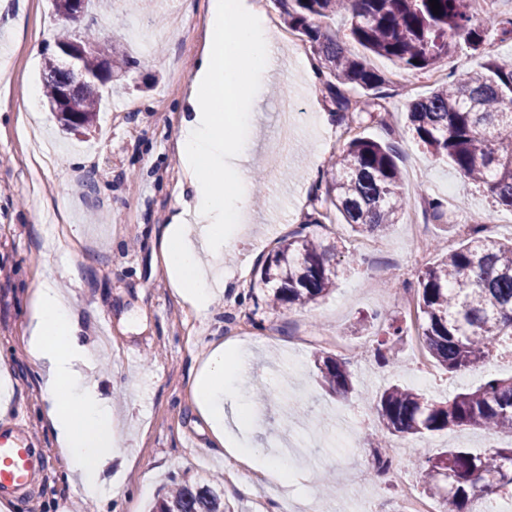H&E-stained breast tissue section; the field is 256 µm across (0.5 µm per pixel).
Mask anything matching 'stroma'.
<instances>
[{
    "instance_id": "stroma-1",
    "label": "stroma",
    "mask_w": 512,
    "mask_h": 512,
    "mask_svg": "<svg viewBox=\"0 0 512 512\" xmlns=\"http://www.w3.org/2000/svg\"><path fill=\"white\" fill-rule=\"evenodd\" d=\"M208 0H113L91 5L83 18L102 37L139 59L121 78L101 86L97 128L66 133L48 106L25 109L31 87L55 51L63 18L49 0H0V416L20 411L22 423L47 456L30 498L5 512H148L170 481L214 476L224 485L232 512H368L391 508L399 490L373 478L379 423L374 403L390 384L445 400L492 377L512 376V349L501 346L487 366L448 374L431 364L427 384L417 362L427 359L419 336L423 321L403 297L437 258L433 243L455 247L466 224L493 215L490 233L512 238V208L499 205L457 171L432 156L406 127L412 97L436 86L431 73L400 72L368 56L389 78H403L412 95L388 89L382 110L336 122L322 81L305 68L314 52L302 42L271 75L251 112L254 163L264 172L261 199L248 228L225 251L222 276L208 310H197L174 288L159 250L161 232L174 215L194 205L184 177L176 134L186 106L195 61L207 35ZM291 102L280 128L282 102ZM396 146L408 206L399 224L376 238L356 233L341 217L317 232L336 246L340 270L331 293L285 313L255 309L248 293L259 263L279 238L298 228L312 206L310 190L335 153L354 137ZM455 196L450 223L429 218L425 201ZM375 240L376 250L357 244ZM52 281L75 302L81 343L96 355L88 384L112 404L116 452L101 474L97 499L70 484L67 463L45 421L49 395L24 342L32 291ZM398 315L403 334L391 345L388 364L375 358L383 334L375 312ZM250 352L245 382L228 385L227 397L256 409L257 431L247 447L267 456L285 432L305 428L319 435L305 458L289 463L286 485L229 475L230 456L216 447L193 396V382L213 345ZM323 350L346 359L354 389L331 394L314 362ZM280 394L263 405V393ZM512 443V436L480 429L391 438V469L402 470L419 495L427 490L420 464L445 448L484 453Z\"/></svg>"
}]
</instances>
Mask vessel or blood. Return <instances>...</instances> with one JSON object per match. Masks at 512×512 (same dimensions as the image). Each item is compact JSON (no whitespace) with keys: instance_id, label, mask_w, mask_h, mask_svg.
Returning <instances> with one entry per match:
<instances>
[{"instance_id":"vessel-or-blood-1","label":"vessel or blood","mask_w":512,"mask_h":512,"mask_svg":"<svg viewBox=\"0 0 512 512\" xmlns=\"http://www.w3.org/2000/svg\"><path fill=\"white\" fill-rule=\"evenodd\" d=\"M45 465L20 413L0 418V503L9 505L24 498Z\"/></svg>"}]
</instances>
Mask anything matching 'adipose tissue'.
<instances>
[{
	"label": "adipose tissue",
	"instance_id": "obj_1",
	"mask_svg": "<svg viewBox=\"0 0 512 512\" xmlns=\"http://www.w3.org/2000/svg\"><path fill=\"white\" fill-rule=\"evenodd\" d=\"M274 66V42L259 7L249 0H210L208 38L177 134L195 204L176 214L160 237L164 267L201 311L210 304L209 271L222 262L230 222L251 211L252 115L245 100L263 92ZM27 318V351L50 396L45 419L72 479L86 496H95L100 470L112 457V408L86 383L94 358L79 342L73 303L47 282L35 289ZM248 364L245 354L231 358L223 345H215L194 381V394L219 446L278 482L277 461L258 459L233 439L255 423L244 420L239 404L225 401L224 382L241 379Z\"/></svg>",
	"mask_w": 512,
	"mask_h": 512
}]
</instances>
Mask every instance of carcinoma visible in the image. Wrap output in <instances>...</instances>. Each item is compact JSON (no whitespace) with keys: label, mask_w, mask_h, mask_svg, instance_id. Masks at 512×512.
Here are the masks:
<instances>
[{"label":"carcinoma","mask_w":512,"mask_h":512,"mask_svg":"<svg viewBox=\"0 0 512 512\" xmlns=\"http://www.w3.org/2000/svg\"><path fill=\"white\" fill-rule=\"evenodd\" d=\"M433 14L429 0H276L288 27L306 37L318 59L336 117L366 112L378 105L388 77L371 68L330 34L329 21L341 17L350 37L365 51L384 57L402 71H428L459 47L483 53L487 32L512 18L487 17L473 22L471 0H438ZM89 41L86 29L71 27L57 48H75ZM78 66L85 81L59 57L45 60L44 82L49 104L61 88L70 89L72 112L55 117L65 130L89 129L100 111L96 83L104 79L103 62L118 70L139 64L119 45L96 41L80 51ZM407 128L431 155L450 160L466 178L497 203L512 207V61L486 55L483 66L459 75L413 101ZM391 143L357 137L323 173L324 192L300 229L288 233L265 257L258 287L272 289L269 305L291 310L327 296L338 269L331 262L333 246L306 232L320 226L335 210L359 233H386L407 206ZM433 220H448L439 198L427 200ZM423 318V342L429 355L448 372L472 369L493 356L500 341L512 340V241L491 238L481 224H470L458 247L442 251L419 276L416 291ZM383 337L375 355L387 363L388 344L402 335L399 320L378 316ZM316 364L324 382L346 395L352 384L348 362L327 352ZM383 436H417L451 428L473 427L512 435V377L493 378L474 390L445 401L429 399L414 389L391 385L375 404ZM422 476L443 512H477L481 498L512 493V445L484 454L446 449L425 461ZM224 485L215 479L184 478L165 492L153 512H224Z\"/></svg>","instance_id":"cac0c4a2"}]
</instances>
